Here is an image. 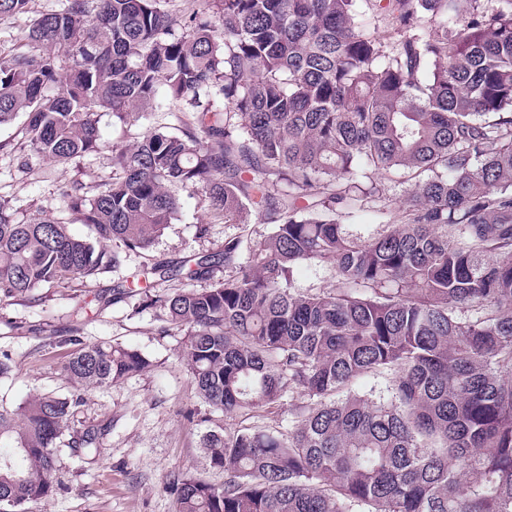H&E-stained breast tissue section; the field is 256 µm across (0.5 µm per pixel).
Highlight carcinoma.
Here are the masks:
<instances>
[{"mask_svg": "<svg viewBox=\"0 0 512 512\" xmlns=\"http://www.w3.org/2000/svg\"><path fill=\"white\" fill-rule=\"evenodd\" d=\"M32 0H0V19ZM374 4L399 43L367 31ZM64 0L34 17L27 50L0 57V126L62 165L100 148L105 115L125 123L186 102L112 149V177L72 180L63 219L21 217L0 199V297L86 282L144 256L178 219V191L226 224H268L241 254L144 279L224 280L143 302L184 332L181 362L209 407L248 420L285 396L286 425L210 430L224 483L186 476L177 512H512V0ZM221 22L216 29L213 19ZM412 183L405 208L388 184ZM387 216L361 237L343 218ZM331 288H293L297 267ZM77 345L63 364L79 392L142 372L119 345ZM364 377L384 388L361 393ZM81 395H35L0 411V512L52 494L57 441ZM104 431L72 441L96 453Z\"/></svg>", "mask_w": 512, "mask_h": 512, "instance_id": "carcinoma-1", "label": "carcinoma"}]
</instances>
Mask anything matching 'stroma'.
Segmentation results:
<instances>
[{"label": "stroma", "instance_id": "35a3bbf8", "mask_svg": "<svg viewBox=\"0 0 512 512\" xmlns=\"http://www.w3.org/2000/svg\"><path fill=\"white\" fill-rule=\"evenodd\" d=\"M62 0H33L30 15L0 20V53L19 48L31 14L59 10ZM147 120L124 125L103 117L101 148L80 168L63 166L25 150L17 126L0 128V198L27 215L35 209L57 215L63 209L62 187L77 173L86 180L112 174L113 146L138 141ZM178 221L167 229L154 250L157 258L179 263L194 254L220 253L233 238L255 240L268 232L265 224H227L210 219L199 194H179ZM208 223L205 238L196 226ZM140 257L128 253L116 270L99 274L85 285L42 288L46 303L37 305L0 299V350L11 353L9 379L0 382V411L14 410L36 394H65L71 389L61 367L74 350L63 332L72 312H79L81 338L86 343H119L139 350L149 361L143 372L84 393L83 403L69 424V435L106 424L110 430L91 461L57 451L60 483L48 498L28 504L27 512H176V484L184 474L224 481L211 468L201 447L203 435L217 426L232 430L239 417L206 406L181 365L182 332L141 296L113 291L129 279Z\"/></svg>", "mask_w": 512, "mask_h": 512}]
</instances>
